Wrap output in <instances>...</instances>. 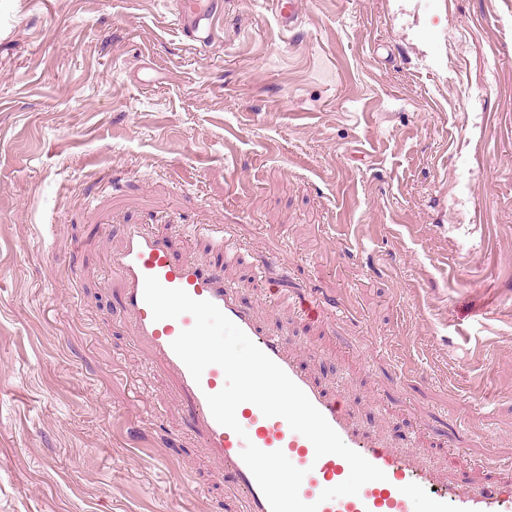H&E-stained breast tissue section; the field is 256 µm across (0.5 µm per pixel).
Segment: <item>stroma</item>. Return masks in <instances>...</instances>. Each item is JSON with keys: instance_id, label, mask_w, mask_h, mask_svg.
<instances>
[{"instance_id": "stroma-1", "label": "stroma", "mask_w": 512, "mask_h": 512, "mask_svg": "<svg viewBox=\"0 0 512 512\" xmlns=\"http://www.w3.org/2000/svg\"><path fill=\"white\" fill-rule=\"evenodd\" d=\"M223 2L200 48L164 0H0V512L241 508L121 309L128 224L388 447L512 480V8ZM301 0H279L278 18L285 29H295L301 23Z\"/></svg>"}]
</instances>
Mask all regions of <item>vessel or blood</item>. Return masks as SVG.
Segmentation results:
<instances>
[{
	"label": "vessel or blood",
	"instance_id": "b4317fda",
	"mask_svg": "<svg viewBox=\"0 0 512 512\" xmlns=\"http://www.w3.org/2000/svg\"><path fill=\"white\" fill-rule=\"evenodd\" d=\"M302 0H278V18L283 28L301 23ZM221 0H173L171 11L183 35L206 42L211 25L219 18ZM123 279L122 309L131 319L134 335L145 342L176 381L178 392L192 407L202 445L223 466L224 481L241 501V512H271V507L251 471L241 458L246 443L261 450L283 451L291 463L306 475L300 487L304 502H319V512H512V486H479L466 477L441 479L436 471L418 464L414 457L379 443L354 423L350 412L338 399L326 396L316 382L302 371L284 351V340L261 333L250 308L242 305L221 269L201 265L196 260L174 259L164 237L131 225L125 231L124 246L112 258ZM156 277L167 288H180L193 299L208 300L219 309L305 392L314 406L339 434L343 442L380 468L385 480L365 484L358 495L326 502L319 496L327 483H341L349 475V465L340 456L316 457L312 443L294 432L280 417H265L251 403L241 404L236 417L242 433L218 424L209 409L207 395L219 392L225 384L223 370L208 366L201 380H194L175 354L171 344L179 333L194 324L191 315L154 320L144 300V280ZM422 490V502H415L414 490Z\"/></svg>",
	"mask_w": 512,
	"mask_h": 512
}]
</instances>
